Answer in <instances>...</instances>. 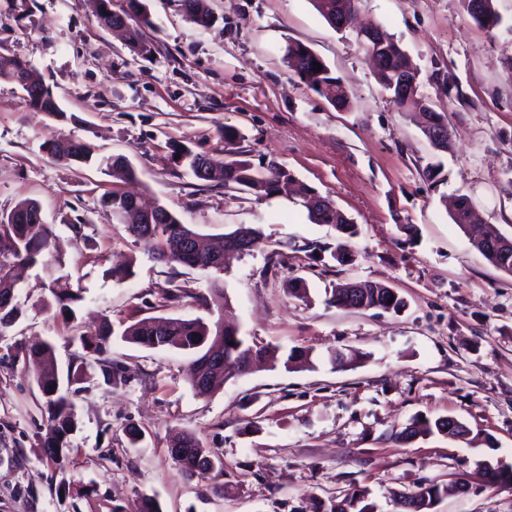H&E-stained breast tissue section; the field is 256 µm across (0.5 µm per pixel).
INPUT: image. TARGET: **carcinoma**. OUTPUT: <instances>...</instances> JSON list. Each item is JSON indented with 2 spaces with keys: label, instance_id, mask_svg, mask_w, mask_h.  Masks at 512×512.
<instances>
[{
  "label": "carcinoma",
  "instance_id": "cac0c4a2",
  "mask_svg": "<svg viewBox=\"0 0 512 512\" xmlns=\"http://www.w3.org/2000/svg\"><path fill=\"white\" fill-rule=\"evenodd\" d=\"M189 19L196 25L208 28L214 22L207 0H180ZM483 5L484 19L474 18L481 27L493 31L502 23V16L495 7V0H480ZM319 14L330 24L335 25L336 12L345 11L350 15L355 9V0H313ZM95 17L97 22L110 27L114 20L112 0H97ZM125 39L131 52L144 57L151 53V47L143 39L140 28L129 26L125 30ZM286 63L297 77L308 88L316 91L323 84H336L335 106L347 105V95L339 78L332 76L331 70L322 58L309 46L299 41L288 42L285 54ZM322 66L316 70V66ZM411 68L404 53L397 52L384 57L377 67V77L382 87L389 91L392 100L402 112L418 104L416 101L418 87L414 86L402 95L397 90V82L403 69ZM0 80L16 85L26 83L30 89L27 102L32 108L41 112L62 115L64 110L57 106L56 98L43 78L25 61L11 55L0 54ZM423 129H434L448 126L445 116L433 109L419 113ZM49 154L56 160L68 164L89 163L94 160V147L82 140L60 138L49 143ZM180 160L186 162L191 171L201 167L205 176L201 180L213 182L229 189L248 190L258 196H271L278 191L283 182L295 183V193L300 204L305 207L311 219L318 224H332L341 233L354 232L355 225L327 198L319 195L316 190L295 180L284 167L271 161L265 172L259 174L253 164L241 157L224 159L216 158L181 146L176 149ZM100 164L112 171V191L102 197V206L112 218L127 225L130 234L141 243L151 256L166 264H178L204 270L224 271L233 260L244 255V251L230 241L246 238L253 247L262 241L260 230L241 225L226 234L228 241L220 247L197 246L195 239L199 234L181 222L178 213L164 204H156L163 216L160 223L143 224L138 220L141 199L134 194L118 187V183H127L139 178L138 170L123 156L104 158ZM0 327L14 323L22 315L20 307L12 303L16 291V281L12 275L13 268L18 264L33 265L45 254L58 259V242L48 225L44 224L39 205L32 201L18 203L9 213L0 215ZM367 290V303L359 305L349 299L346 292L335 290L329 303L337 307L362 309L392 308L398 313L407 306L404 298L390 291L384 284L364 281ZM60 308L75 314L73 305L82 300L80 292L72 291L67 285L57 284L51 291ZM113 334L111 326H106L96 336L79 337L82 350L94 355V363L99 368L103 382L108 386H117L125 382L122 368L112 366V360L106 357L107 347ZM121 338L130 343L149 349H177L194 355L195 373L191 385L200 391H209L215 385L224 382L233 375H243V365L251 354L265 355L270 352L269 346H258L240 333L238 327L226 324L221 320L211 324L200 318L187 319L182 317L143 318L127 326ZM25 353L37 367L46 366L48 370L37 378V385L45 397L44 409L48 415L49 428L43 438V448L48 458L60 462L63 460V449L70 445V435L76 429L75 407L70 392L58 388L59 378L51 367L55 363L54 346L47 340L33 338L28 341ZM417 429L413 433L430 435L440 433L447 428V420L437 418L416 419ZM180 447L190 450L191 462L179 468L182 475L192 477L203 476L213 471L210 459L215 457L213 451L200 445L198 439L185 433L177 438ZM448 494L445 484H429L415 492L413 499L417 501L414 509L402 508V512H431L434 500Z\"/></svg>",
  "mask_w": 512,
  "mask_h": 512
}]
</instances>
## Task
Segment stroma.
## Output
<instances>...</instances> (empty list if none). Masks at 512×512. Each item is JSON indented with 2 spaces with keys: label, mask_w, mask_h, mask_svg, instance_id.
<instances>
[{
  "label": "stroma",
  "mask_w": 512,
  "mask_h": 512,
  "mask_svg": "<svg viewBox=\"0 0 512 512\" xmlns=\"http://www.w3.org/2000/svg\"><path fill=\"white\" fill-rule=\"evenodd\" d=\"M208 3L215 21L205 29L179 0H147L149 23L127 18L152 48L141 58L97 23L91 0H0V51L40 73L66 112L36 111L0 81V213L35 200L62 254L25 271L15 294L24 315L0 329V512H140L147 496L162 512H326L352 493L367 512H396L397 495L457 477L471 491L434 512H512V484L482 468L512 464V275L471 246L442 202L466 196L512 237V0H496L503 23L492 32L461 0H357V21L393 37L417 69L419 95L446 114L444 152L395 107L355 29L331 28L312 0ZM291 40L342 78L346 108L289 71ZM65 136L128 158L138 191L199 233L251 225L260 246L226 273L155 261L101 208L112 189L103 168L49 157L46 144ZM179 145L219 158L242 152L258 169L276 161L356 232L312 223L288 194L201 181L177 159ZM431 162L441 165L434 183L424 176ZM340 240L342 263L328 253ZM125 263L133 276L115 281L112 267ZM60 276L83 295L72 318L45 303ZM297 276L306 297L289 291ZM347 279L385 283L406 310L332 306V287ZM215 283L227 319L250 340L312 349L315 365L256 370L200 394L190 354L113 337L108 356L125 384L86 369L64 461L46 459L45 398L26 343L50 341L64 369L82 352L79 336H95L103 321L208 317ZM338 348L360 361L333 368L327 356ZM448 416L468 427L467 439L396 440L414 419ZM130 428L142 432L138 444ZM182 431L219 456L220 470L178 471L169 444Z\"/></svg>",
  "instance_id": "35a3bbf8"
}]
</instances>
